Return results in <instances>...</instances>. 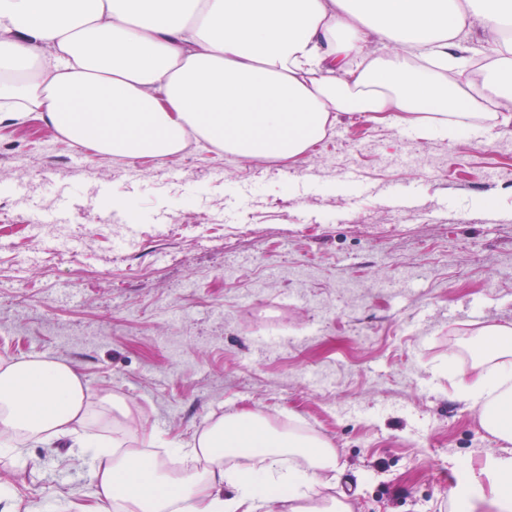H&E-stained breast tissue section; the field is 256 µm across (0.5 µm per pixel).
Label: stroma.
Listing matches in <instances>:
<instances>
[{
    "mask_svg": "<svg viewBox=\"0 0 512 512\" xmlns=\"http://www.w3.org/2000/svg\"><path fill=\"white\" fill-rule=\"evenodd\" d=\"M472 123L452 142L343 112L279 160L129 159L35 112L0 121V221L23 227L0 237V361L66 362L88 429L163 462L249 411L330 441L322 493L352 512H453L463 463L477 512H498L499 444L454 375L485 326L512 327V124ZM10 445L0 512L93 503L89 459Z\"/></svg>",
    "mask_w": 512,
    "mask_h": 512,
    "instance_id": "obj_1",
    "label": "stroma"
}]
</instances>
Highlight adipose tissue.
Segmentation results:
<instances>
[{
    "mask_svg": "<svg viewBox=\"0 0 512 512\" xmlns=\"http://www.w3.org/2000/svg\"><path fill=\"white\" fill-rule=\"evenodd\" d=\"M496 33L479 79L462 41L471 22ZM512 0H0L1 101L6 119L39 113L72 143L126 158L179 153L195 134L247 159L294 158L337 114L459 138L464 116L512 112ZM428 59L425 73L363 49L368 35ZM456 387L481 427L505 448L492 492L512 512V328L485 327ZM90 388L51 359L0 363V437L93 455L99 512H351L319 497L334 446L277 430L244 412L223 417L179 457L181 472L86 428Z\"/></svg>",
    "mask_w": 512,
    "mask_h": 512,
    "instance_id": "obj_1",
    "label": "adipose tissue"
}]
</instances>
